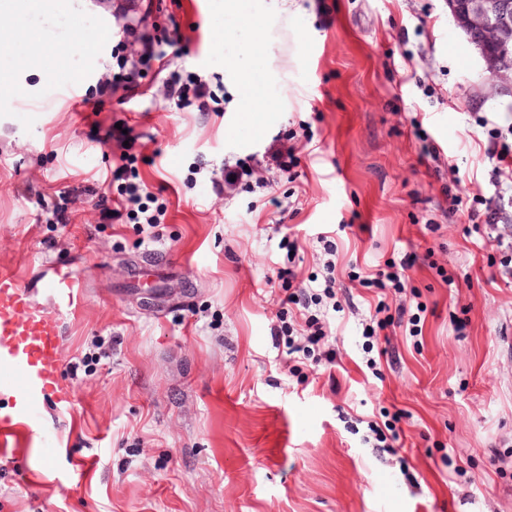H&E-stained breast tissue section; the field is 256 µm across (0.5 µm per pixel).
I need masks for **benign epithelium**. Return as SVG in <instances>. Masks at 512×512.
Listing matches in <instances>:
<instances>
[{"mask_svg":"<svg viewBox=\"0 0 512 512\" xmlns=\"http://www.w3.org/2000/svg\"><path fill=\"white\" fill-rule=\"evenodd\" d=\"M455 26L479 50L490 74L486 94L512 93V5L505 0H448Z\"/></svg>","mask_w":512,"mask_h":512,"instance_id":"7a95c632","label":"benign epithelium"}]
</instances>
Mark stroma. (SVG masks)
<instances>
[{
	"mask_svg": "<svg viewBox=\"0 0 512 512\" xmlns=\"http://www.w3.org/2000/svg\"><path fill=\"white\" fill-rule=\"evenodd\" d=\"M130 2L216 98L167 109L152 68L147 102L101 92L115 56L141 50L104 32L110 0H69L56 20L0 10V32L85 33L63 57L0 67V268L49 311L39 280L56 263L78 259L84 289L63 317L74 403L41 410L63 446L0 458V512H512V278L496 244L512 235V196L491 158L512 94L485 96L444 0H251L236 21L224 0ZM259 52L266 109L248 114L238 67ZM74 85L88 100L77 112ZM282 144L299 159L288 172L271 156ZM126 152L167 205L150 246L103 221L111 195L88 190ZM239 160L254 187L216 191L214 171ZM476 200L494 227L459 222ZM326 239L335 306L284 319L300 331L324 315L334 358L293 362L274 338L281 301L322 274ZM407 254L403 292L359 285ZM164 255L173 265L134 282ZM381 301L423 304L425 323L374 337L375 375L362 331ZM399 410L397 452L365 444ZM81 456L97 467L73 491Z\"/></svg>",
	"mask_w": 512,
	"mask_h": 512,
	"instance_id": "35a3bbf8",
	"label": "stroma"
}]
</instances>
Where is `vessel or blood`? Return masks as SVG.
I'll return each instance as SVG.
<instances>
[{
	"label": "vessel or blood",
	"mask_w": 512,
	"mask_h": 512,
	"mask_svg": "<svg viewBox=\"0 0 512 512\" xmlns=\"http://www.w3.org/2000/svg\"><path fill=\"white\" fill-rule=\"evenodd\" d=\"M54 303L45 311L9 270L0 269V455L27 459L41 406L72 405L74 392L62 378V315L78 309L80 275L70 265L43 283Z\"/></svg>",
	"instance_id": "1"
}]
</instances>
